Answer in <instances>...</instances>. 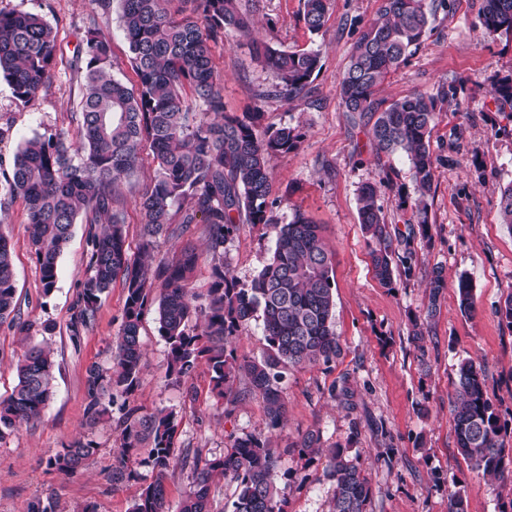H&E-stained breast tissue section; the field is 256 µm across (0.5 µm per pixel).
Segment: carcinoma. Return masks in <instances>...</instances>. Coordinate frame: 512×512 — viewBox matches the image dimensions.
<instances>
[{
    "label": "carcinoma",
    "mask_w": 512,
    "mask_h": 512,
    "mask_svg": "<svg viewBox=\"0 0 512 512\" xmlns=\"http://www.w3.org/2000/svg\"><path fill=\"white\" fill-rule=\"evenodd\" d=\"M330 0H305L303 20L312 33L325 22ZM120 23L138 78L128 86L108 74L110 44L94 32L76 56L84 72L77 136L68 140L46 131L27 140L16 153L10 190L21 195L29 217V237L45 292L56 282L58 258L74 224H101L92 236L89 276L79 293L73 328L90 324L102 296L116 278L126 290L120 332L112 364L86 370L88 411L96 417L134 392L143 368L141 320L145 309L156 313L158 332L168 345L166 378L187 377L203 360L212 392L229 404L250 396L262 399L268 429L280 427L287 414L281 383L288 370L329 364L342 345L334 328L335 281L332 260L319 225L298 212L278 223L269 206L271 161L297 148L295 128L262 126L263 113H224V99L211 45L233 32L250 41L253 57L268 70L274 84L269 95L293 100L308 92L322 68L317 50L285 51L252 37L253 19L242 0H119ZM448 7L447 0H384L381 18L362 30L353 43L340 80L346 110L376 115L370 135L378 151L400 152L410 164L419 197L413 215L428 228L425 197L435 177L430 133L437 100L414 93L383 110L372 99L385 76L405 63L411 48L429 31L430 18ZM482 24L490 35L512 34V0H482ZM57 47L53 28L37 14L0 10V75L15 98L29 103L53 76ZM499 105L512 106V79L493 88ZM157 163L154 178L139 193L144 219L140 247L126 248V230L116 193L117 180L133 173L143 144ZM359 219L378 282L394 283V259L403 273L412 272L410 240L392 232L377 203L376 188L359 194ZM178 208L179 222L171 211ZM502 222L512 225V181L501 189ZM262 225L275 237L272 256L249 284L224 270V245L240 225ZM204 236L212 262V282L203 293L190 287L197 262L192 242ZM183 239L179 255L153 262L163 240ZM426 318H433L445 288L442 269L432 270L427 285ZM16 287L9 239L0 233V323L17 325ZM461 311L475 309L471 282H458ZM262 321L266 353L260 360L238 357L232 347L241 328ZM17 383L0 397V442L41 416L53 395L54 361L50 349L27 348L16 364ZM244 380L246 386L237 388ZM118 419L112 480L135 479L130 468L139 461L150 473L130 512H168L166 481L176 466L190 467L192 483L179 512H213L211 490L217 479L236 485L232 512H283L276 481L277 455L271 439L251 433L231 440L224 454L203 458L175 446L178 420L174 411L141 412L126 408ZM457 445L473 467L502 483L512 482V448L495 415L483 368L460 363L452 402ZM295 447L303 455L328 459L327 475L335 482L332 512H367L371 487L360 464L340 448H325L318 430L301 435ZM97 451L91 440L76 439L49 457L63 475L85 468Z\"/></svg>",
    "instance_id": "1"
}]
</instances>
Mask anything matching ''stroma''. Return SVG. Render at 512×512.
<instances>
[{"label":"stroma","instance_id":"stroma-1","mask_svg":"<svg viewBox=\"0 0 512 512\" xmlns=\"http://www.w3.org/2000/svg\"><path fill=\"white\" fill-rule=\"evenodd\" d=\"M482 0H448L407 62L388 75L373 96L386 108L421 92L449 94L431 132L435 177L426 197L427 229L413 219L417 196L409 164L400 154L375 151L370 122L346 112L339 81L360 31L377 19L383 0H331L320 32L303 20V0H259L253 13L256 39L284 50L320 51L322 68L310 93L291 101L272 96L262 104L264 125L300 130L296 149L272 160L269 200L280 223L304 212L322 226L332 253L336 284L334 325L342 354L329 364L288 372L282 384L287 419L271 432L280 450L278 485L284 512H330L335 483L327 461L308 459L294 444L319 430L324 447L341 448L364 469L371 486L368 512H448L451 487L464 489L467 512H512V484L487 481L457 448L451 401L461 360L480 364L492 408L505 424L512 448V327L497 309L512 293V228L499 213L500 190L512 182V108L498 106L494 83L512 76V37L489 35ZM0 8L41 16L56 34V69L28 104L0 77V231L10 240L17 310L25 330L0 324V396L16 384L15 365L28 345L50 348L55 392L41 417L0 442V512H129L141 481L112 479L119 411L90 421L85 389L90 365L109 367L118 336L125 290L114 282L94 321L74 328L81 285L91 251L89 227L77 222L59 258L54 289L44 292L28 233V211L10 193L5 176L14 155L35 135L52 131L74 138L82 75L74 65L87 29L112 50L109 72L127 84L137 76L120 29L117 9L102 12L90 0H0ZM224 111L238 115L270 89V72L253 60L246 40L228 35L213 46ZM377 188L378 203L397 233L410 239L412 277L386 288L374 278L359 224L358 193ZM275 247L262 226L242 225L224 247V267L247 284ZM441 268L446 286L433 319H426L427 282ZM467 276L477 310L459 307L457 283ZM427 320L424 349L410 340L413 320ZM144 369L132 407H168L178 418L175 445L205 456L221 455L232 437L267 428L261 399L250 397L225 411L211 393L206 364L182 384L166 378L168 347L153 309L141 322ZM93 440L98 451L88 467L66 478L48 458L70 441Z\"/></svg>","mask_w":512,"mask_h":512}]
</instances>
